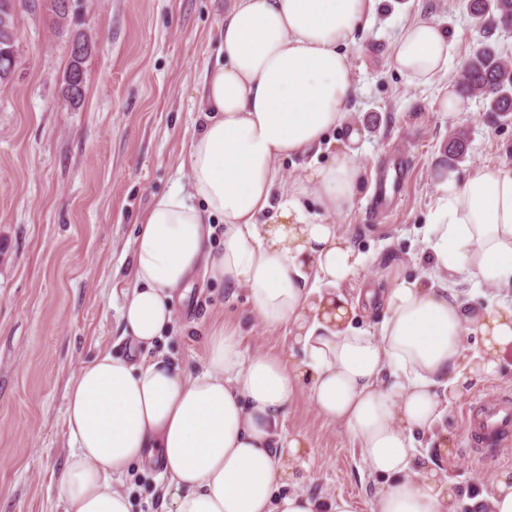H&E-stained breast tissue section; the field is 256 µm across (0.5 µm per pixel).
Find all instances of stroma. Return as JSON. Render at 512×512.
I'll return each instance as SVG.
<instances>
[{
	"instance_id": "stroma-1",
	"label": "stroma",
	"mask_w": 512,
	"mask_h": 512,
	"mask_svg": "<svg viewBox=\"0 0 512 512\" xmlns=\"http://www.w3.org/2000/svg\"><path fill=\"white\" fill-rule=\"evenodd\" d=\"M228 0H74L56 25L44 0H17L18 65L0 84V512H64L61 474L70 453L69 387L98 351L128 355L121 337L123 288L131 248L153 197L187 181L180 164L202 124L200 94L214 66ZM449 34L448 73L439 86L411 83L391 65V48L415 18ZM92 49L84 62L86 93L76 104L61 94L77 33ZM463 0H382L368 29L356 36L350 64L358 91L347 126L333 130L319 153L282 160L286 178L326 164L358 131L356 158L365 179L340 232L365 257L344 287L349 296L416 277L426 258L423 228L437 178L465 180L490 165L512 167V114L486 111L475 98L463 113L441 112L439 87H453L478 45ZM468 135L464 159L448 162V137ZM400 156L409 186L393 213L371 211L378 162ZM174 325L159 349L195 369L205 335L218 321L240 323L248 350L290 361L284 332L267 331L247 313L245 289L230 290L195 276L174 300ZM512 393V351L495 373L477 374L431 434L420 460L444 470L456 512H488L485 495L512 451H471L463 406L478 397ZM283 428L303 435L309 450L299 489L316 498L351 496L370 512L378 482L370 477L342 427L314 410L307 393L288 409ZM161 465L133 466L120 485L133 512H159Z\"/></svg>"
}]
</instances>
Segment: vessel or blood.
<instances>
[{"instance_id": "1", "label": "vessel or blood", "mask_w": 512, "mask_h": 512, "mask_svg": "<svg viewBox=\"0 0 512 512\" xmlns=\"http://www.w3.org/2000/svg\"><path fill=\"white\" fill-rule=\"evenodd\" d=\"M373 207L383 212L400 200L408 172L400 160H393L375 171ZM462 424L470 448L477 453L491 448L502 451L512 446V396L479 400L464 406Z\"/></svg>"}]
</instances>
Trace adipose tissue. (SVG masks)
<instances>
[{"label":"adipose tissue","mask_w":512,"mask_h":512,"mask_svg":"<svg viewBox=\"0 0 512 512\" xmlns=\"http://www.w3.org/2000/svg\"><path fill=\"white\" fill-rule=\"evenodd\" d=\"M380 2L232 0L225 10L224 60L204 73L188 182L154 197L133 240L122 335L151 355L133 361L105 349L75 375L65 512H131L118 485L154 456L164 464L161 512H357L344 495L288 487L307 442L282 422L304 390L384 478L370 512H455L440 470L419 463L417 438L471 378L464 328L481 338L484 373L512 349V307L471 308L448 285L457 277L512 287V169L439 178L425 228L429 265L420 279L367 291L383 309L369 329L354 326L342 289L363 258L330 222L352 209L364 179L354 150L293 180L277 167L347 122L357 92L347 50ZM449 48L441 27L417 20L395 40L391 63L430 85L447 74ZM199 268L246 289L262 325L285 331L300 359L248 352L222 325L208 332L196 373L154 352L173 325L175 293Z\"/></svg>","instance_id":"ef3b65f1"}]
</instances>
